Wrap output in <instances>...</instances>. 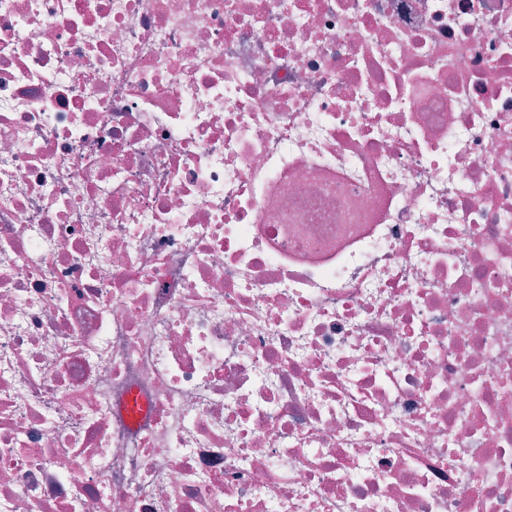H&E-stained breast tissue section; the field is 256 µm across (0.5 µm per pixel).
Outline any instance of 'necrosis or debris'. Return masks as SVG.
I'll use <instances>...</instances> for the list:
<instances>
[{
	"instance_id": "4bbe7bcc",
	"label": "necrosis or debris",
	"mask_w": 512,
	"mask_h": 512,
	"mask_svg": "<svg viewBox=\"0 0 512 512\" xmlns=\"http://www.w3.org/2000/svg\"><path fill=\"white\" fill-rule=\"evenodd\" d=\"M0 512H512V0H0Z\"/></svg>"
}]
</instances>
